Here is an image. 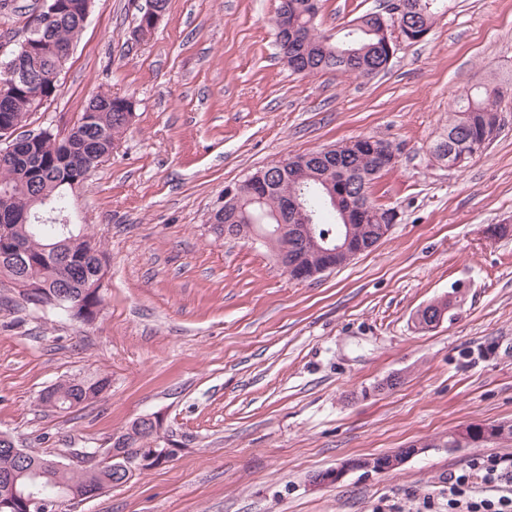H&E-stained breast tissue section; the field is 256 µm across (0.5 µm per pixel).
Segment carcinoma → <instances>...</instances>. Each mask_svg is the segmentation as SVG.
I'll return each mask as SVG.
<instances>
[{
	"mask_svg": "<svg viewBox=\"0 0 512 512\" xmlns=\"http://www.w3.org/2000/svg\"><path fill=\"white\" fill-rule=\"evenodd\" d=\"M63 6L60 20L39 35L42 44L22 58L27 74L43 84L59 88V76L68 58L60 53L72 45L74 37L84 27V19L91 11L92 0H58ZM309 0H279L277 13L288 17V23L297 27L301 39L294 42L288 66L296 73L311 75L336 71L369 77L383 71L384 36L382 27L405 25L412 32L404 40L424 31H431L440 9L448 7L447 0H404L407 12L398 18L391 14L366 13L356 19L341 36H332L311 22ZM500 84L482 83L466 102L458 107L448 128L432 147V154L450 168H461L489 144V133L495 126L497 101L503 96ZM41 109L37 100L20 93L0 101V118L15 127H23L29 117ZM134 114L133 103L125 97L109 93L92 96L72 128L63 137L44 130L23 144L10 164L0 162V218L12 221L8 225L12 236L24 247L26 259L34 266H0V276L19 281L28 276L48 287L63 290L81 302L78 310L65 314L83 323H92L94 313L103 309V293L91 289L99 267V257L106 256L101 242L96 240L86 225H72V233L64 236L53 218L69 213L71 195L96 168L80 169L88 158L103 159L112 153L120 136L129 128ZM385 170L377 157L367 158L350 154L348 145L336 148L329 159H313L305 168L286 172L265 182L266 202L254 206L241 201L222 207L224 223L235 227L230 237L250 238L273 231L267 213L281 208L295 193L304 196L310 208L318 215V230L339 231L363 243L376 234L389 208L376 205L369 197L371 182ZM333 183L341 201L353 194L361 195L366 218L350 226L344 224L340 213L321 200L319 190L324 182ZM110 385V379H69L55 385L57 398L51 404L43 403L50 411L66 412L72 406L95 401ZM507 427L512 437V423L499 422ZM491 423H471L459 430L465 442L448 433V447L476 446L487 441L485 431ZM98 482L88 478L83 470L72 469L62 474H51L42 479L41 497L52 501L60 487L76 491L90 499Z\"/></svg>",
	"mask_w": 512,
	"mask_h": 512,
	"instance_id": "1",
	"label": "carcinoma"
}]
</instances>
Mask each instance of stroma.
<instances>
[{
	"label": "stroma",
	"mask_w": 512,
	"mask_h": 512,
	"mask_svg": "<svg viewBox=\"0 0 512 512\" xmlns=\"http://www.w3.org/2000/svg\"><path fill=\"white\" fill-rule=\"evenodd\" d=\"M42 0L0 10V62ZM384 0H322L339 31ZM146 0H94L56 96L28 128L66 134L92 94L131 98L118 148L77 189L73 219L107 253L106 305L90 325L22 301L0 277V431L23 448H100L157 415L181 445L73 512H448L443 479L512 440L447 447L470 423L512 421V94L498 136L464 170L429 146L482 82H512V0H448L421 42L364 78L293 73L274 36L278 0H168L143 41ZM398 144L370 188L399 218L389 236L308 282L268 247L219 238L226 184L351 139ZM452 308L432 328L415 315ZM108 390L73 413L44 408L59 381ZM398 383L385 387L388 377ZM386 473L312 474L411 445Z\"/></svg>",
	"instance_id": "obj_1"
}]
</instances>
